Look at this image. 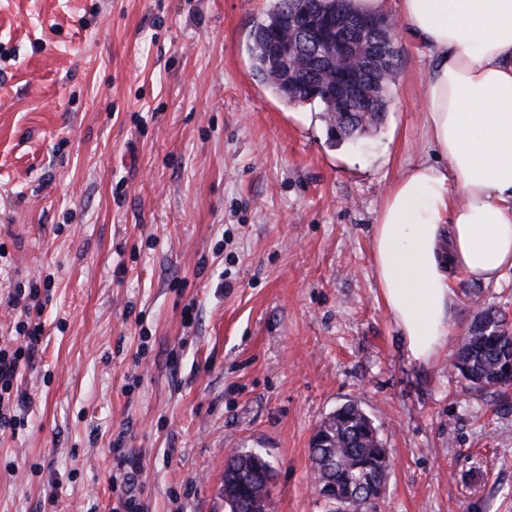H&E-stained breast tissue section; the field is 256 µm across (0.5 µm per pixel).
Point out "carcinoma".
<instances>
[{
  "instance_id": "cac0c4a2",
  "label": "carcinoma",
  "mask_w": 512,
  "mask_h": 512,
  "mask_svg": "<svg viewBox=\"0 0 512 512\" xmlns=\"http://www.w3.org/2000/svg\"><path fill=\"white\" fill-rule=\"evenodd\" d=\"M312 12L304 17L296 10L300 0H274L273 6L254 22L250 54L254 76L288 104H318L331 139L354 140L377 128L384 120L390 103V83L385 78L383 61L377 48L394 41L393 33L380 24L373 33L349 27L348 36L362 48V56L350 69L338 70L334 61L319 57L318 46L300 36L305 26L319 24L336 12L338 6L356 15L351 0H307ZM295 44L287 67L277 65L276 50L282 41ZM360 81L370 86L374 95L372 109L362 107L345 118L336 109V88ZM455 368L479 389L512 384L506 368L512 363V321L496 306L481 311V319L461 340L453 360ZM372 419L357 405L350 403L337 409L315 431L320 447L310 448L315 483L336 480V498H358L361 483L383 485L389 468L387 449L375 434ZM267 463L250 450H239L224 470V503L228 512H268L270 487L264 479Z\"/></svg>"
}]
</instances>
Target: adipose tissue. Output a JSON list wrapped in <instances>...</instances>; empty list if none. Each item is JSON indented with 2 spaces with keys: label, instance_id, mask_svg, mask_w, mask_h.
Returning <instances> with one entry per match:
<instances>
[{
  "label": "adipose tissue",
  "instance_id": "ef3b65f1",
  "mask_svg": "<svg viewBox=\"0 0 512 512\" xmlns=\"http://www.w3.org/2000/svg\"><path fill=\"white\" fill-rule=\"evenodd\" d=\"M399 15L433 53L422 112L438 161L390 185L371 251L379 298L425 365L448 343L457 275L512 271V0H400Z\"/></svg>",
  "mask_w": 512,
  "mask_h": 512
}]
</instances>
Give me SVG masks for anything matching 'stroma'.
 <instances>
[{"label": "stroma", "mask_w": 512, "mask_h": 512, "mask_svg": "<svg viewBox=\"0 0 512 512\" xmlns=\"http://www.w3.org/2000/svg\"><path fill=\"white\" fill-rule=\"evenodd\" d=\"M271 6L0 0V344L8 293L52 282L0 512H113L117 441L143 512H227L236 449L267 454L270 512H324L310 441L348 403L391 461L369 512H512V385L450 365L483 306L512 309V276L457 281L426 365L376 287L375 217L430 156L432 56L399 28L383 125L335 146L319 105L253 75Z\"/></svg>", "instance_id": "stroma-1"}]
</instances>
